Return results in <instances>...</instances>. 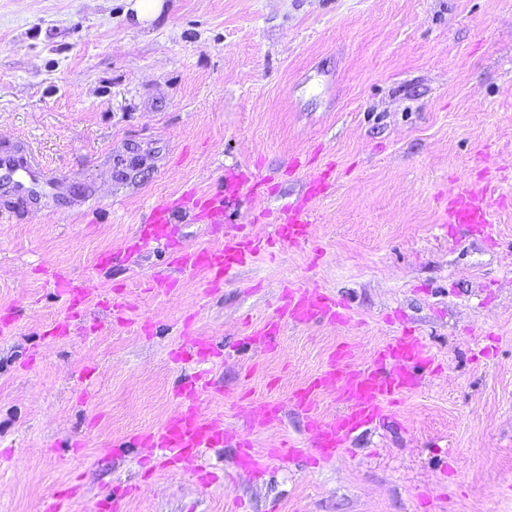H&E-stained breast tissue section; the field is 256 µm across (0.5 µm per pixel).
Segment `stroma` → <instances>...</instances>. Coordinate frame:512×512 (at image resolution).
I'll use <instances>...</instances> for the list:
<instances>
[{
	"mask_svg": "<svg viewBox=\"0 0 512 512\" xmlns=\"http://www.w3.org/2000/svg\"><path fill=\"white\" fill-rule=\"evenodd\" d=\"M147 27L120 0H0V147L31 150L72 192L52 214L12 202L0 219V512H40L80 486L77 512L119 487L122 512H512V0H165ZM269 192L226 221L178 224L196 249L271 218L329 172L308 242L276 244L222 288L173 275L166 250L129 241L152 206L213 194L229 169ZM494 171L492 222H440L441 199ZM111 255L107 266L101 256ZM90 281L74 335H47L65 302L52 273ZM345 301L344 324H287L251 341L289 284ZM124 291L113 315L101 297ZM409 331L438 371L329 460L314 457L294 393L342 343L349 370ZM222 352L202 414L256 452L304 453L262 474L210 448L158 466L112 443L159 428L201 366L190 338ZM276 401L279 423L258 409ZM215 473L209 488L199 469Z\"/></svg>",
	"mask_w": 512,
	"mask_h": 512,
	"instance_id": "1",
	"label": "stroma"
}]
</instances>
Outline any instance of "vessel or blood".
I'll return each mask as SVG.
<instances>
[{
  "label": "vessel or blood",
  "instance_id": "b4317fda",
  "mask_svg": "<svg viewBox=\"0 0 512 512\" xmlns=\"http://www.w3.org/2000/svg\"><path fill=\"white\" fill-rule=\"evenodd\" d=\"M263 185V178L241 171L229 172L224 179V190L219 194L190 190L176 200L157 203L147 222L137 225L134 240L140 246H163L176 268L203 272L212 287H220L234 271L264 250L263 238L249 233L229 234L219 245L185 250L175 242L172 226L183 214L196 218H224L240 193L260 197ZM69 186L68 179L49 175L36 158L25 159L10 149H0V197L29 203L49 202ZM492 192L493 188L488 184L461 185L444 205L442 223L462 224L474 231H482L490 222L486 199ZM311 224V211L307 200H303L289 207L287 214L275 224L273 235L280 242L295 245L309 239ZM54 284L65 299L67 312L54 323L51 332L66 336L72 322L88 305L92 288L89 283H77L60 275L55 276ZM318 318L342 324L350 318L349 308L317 288L292 285L285 293L279 319L266 322L259 334L269 340L278 334L282 322L299 324ZM350 357L349 346H338L327 370L294 395V402L306 419V428L312 434L319 454L324 457L336 455L347 446L354 433L383 419L389 406L421 384L422 371L434 362L423 340L408 333L394 337L377 350L373 361L365 368L344 370L343 363ZM209 386V380L203 375L181 386L178 392L180 410L159 430L131 436L126 442L127 447L164 448L176 462L201 449L231 443L238 450L239 465L253 471L265 469L269 461L286 463L300 455V448L287 441L269 449L267 454H258L236 432L223 429L216 420L204 416L198 401ZM326 389L334 390L343 404L341 411L329 419L321 416L317 407V397ZM76 500L74 489L57 491L43 501L42 512H73Z\"/></svg>",
  "mask_w": 512,
  "mask_h": 512
}]
</instances>
